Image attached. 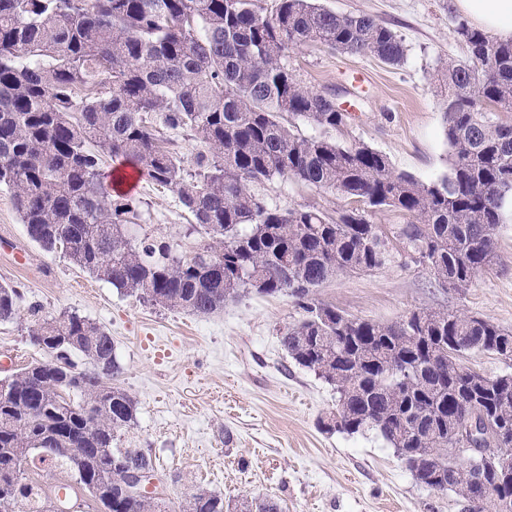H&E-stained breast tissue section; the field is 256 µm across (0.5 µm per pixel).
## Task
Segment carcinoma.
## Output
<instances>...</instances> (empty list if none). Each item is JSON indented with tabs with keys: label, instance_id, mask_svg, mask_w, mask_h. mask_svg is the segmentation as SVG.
Segmentation results:
<instances>
[{
	"label": "carcinoma",
	"instance_id": "1",
	"mask_svg": "<svg viewBox=\"0 0 512 512\" xmlns=\"http://www.w3.org/2000/svg\"><path fill=\"white\" fill-rule=\"evenodd\" d=\"M465 59L436 70L448 88L445 136L452 162L423 182L392 169L366 145L299 133L343 125L347 113L305 85L288 51L320 44L389 64L402 40L369 15H342L316 0H0V188L12 195L29 239L121 292L171 311L211 314L248 290L286 293L304 317L287 327L288 356L336 389L325 431L374 430L415 480L452 490L462 512L481 485L448 454L456 420L471 406L487 437L511 438L512 371L487 376L461 364L471 352L512 362V332L444 309H418L396 324L319 303L315 288L338 274L386 268L394 246L441 288L461 290L497 265L496 232L512 195V40L460 22ZM203 150L187 161L167 132ZM130 164L174 193L206 236L188 258L161 238H131L141 210L112 194L103 164ZM275 179L334 191L358 203L336 215L268 206L256 188ZM387 208L407 222L391 233L368 219ZM20 292L0 284V321ZM30 341L53 355L6 376L0 394V512H54L57 503L97 512H229L199 489L178 505L124 494L128 469H155L142 448H115L137 403L116 384L112 338L76 314L38 318ZM88 360L78 366L73 356ZM69 477L71 495L26 473L33 460ZM486 483L512 498L494 461Z\"/></svg>",
	"mask_w": 512,
	"mask_h": 512
}]
</instances>
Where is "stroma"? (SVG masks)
<instances>
[{
  "mask_svg": "<svg viewBox=\"0 0 512 512\" xmlns=\"http://www.w3.org/2000/svg\"><path fill=\"white\" fill-rule=\"evenodd\" d=\"M339 14H367L390 27L406 48L404 62L385 64L317 45L288 52L308 86L347 110L329 138L386 154L395 171L430 182L448 171L445 91L434 82L441 64L464 57L453 0H320ZM369 78L356 88L348 75ZM288 210L330 213L348 207L336 193L276 180L260 190ZM144 232L187 251L201 244L176 197L137 176ZM500 262L459 291L431 281L420 265L396 255L371 274H341L317 288L318 301L346 313L393 324L419 308L448 309L512 330V216L497 229ZM19 288L13 321L0 322V378L49 353L29 342L33 314H76L106 330L122 372L118 386L137 403V423L117 435L118 447L148 449L166 498L173 503L204 488L225 499L271 498L281 512H461L454 492L418 484L393 448L369 432L348 435L320 426L336 392L289 359L280 333L302 312L285 294L244 293L208 315L170 311L118 291L32 242L9 192L0 190V284Z\"/></svg>",
  "mask_w": 512,
  "mask_h": 512,
  "instance_id": "35a3bbf8",
  "label": "stroma"
}]
</instances>
